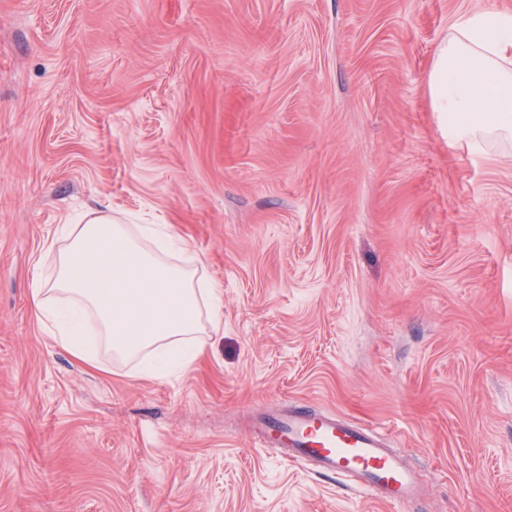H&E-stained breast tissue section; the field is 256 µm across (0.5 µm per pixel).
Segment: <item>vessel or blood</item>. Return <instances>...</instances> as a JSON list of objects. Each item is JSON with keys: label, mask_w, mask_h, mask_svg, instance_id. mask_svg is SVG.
Instances as JSON below:
<instances>
[{"label": "vessel or blood", "mask_w": 512, "mask_h": 512, "mask_svg": "<svg viewBox=\"0 0 512 512\" xmlns=\"http://www.w3.org/2000/svg\"><path fill=\"white\" fill-rule=\"evenodd\" d=\"M253 445L276 449L283 461L308 464L316 472L350 479L355 490L393 505L417 501L423 488L384 434L309 407L275 406L264 411L252 431Z\"/></svg>", "instance_id": "b4317fda"}]
</instances>
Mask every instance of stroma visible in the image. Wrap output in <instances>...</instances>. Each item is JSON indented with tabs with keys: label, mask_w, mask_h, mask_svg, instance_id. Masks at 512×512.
<instances>
[{
	"label": "stroma",
	"mask_w": 512,
	"mask_h": 512,
	"mask_svg": "<svg viewBox=\"0 0 512 512\" xmlns=\"http://www.w3.org/2000/svg\"><path fill=\"white\" fill-rule=\"evenodd\" d=\"M512 0H0V512H512V148L428 88ZM164 224L223 325L161 378L31 312L58 225ZM303 403L393 437L400 508L253 448Z\"/></svg>",
	"instance_id": "stroma-1"
}]
</instances>
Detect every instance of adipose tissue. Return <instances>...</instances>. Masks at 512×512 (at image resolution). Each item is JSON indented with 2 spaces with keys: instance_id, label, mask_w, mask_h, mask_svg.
<instances>
[{
  "instance_id": "adipose-tissue-1",
  "label": "adipose tissue",
  "mask_w": 512,
  "mask_h": 512,
  "mask_svg": "<svg viewBox=\"0 0 512 512\" xmlns=\"http://www.w3.org/2000/svg\"><path fill=\"white\" fill-rule=\"evenodd\" d=\"M428 85L434 111L448 115L449 138L511 143L512 14L459 15ZM52 245L54 267L36 279L32 311L89 365L103 351L124 359L146 352L149 375L184 370L201 349L204 325H222V291L196 281L200 258L185 240L121 223L107 208L63 225Z\"/></svg>"
}]
</instances>
